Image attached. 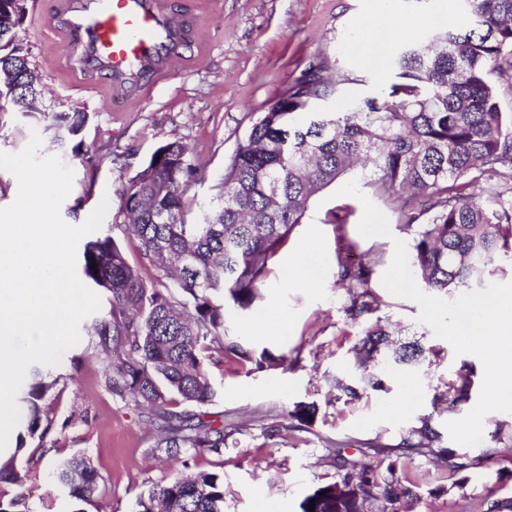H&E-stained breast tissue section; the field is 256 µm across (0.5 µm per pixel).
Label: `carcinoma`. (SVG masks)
<instances>
[{"mask_svg":"<svg viewBox=\"0 0 512 512\" xmlns=\"http://www.w3.org/2000/svg\"><path fill=\"white\" fill-rule=\"evenodd\" d=\"M464 2L469 29L439 30L424 43L399 46L392 55L397 82L344 110L318 108L334 95L336 81L329 67L309 63L259 114L224 169V190L199 215L188 193L204 179L200 166L179 140L159 146L123 190V223L117 225L158 268L151 280L128 264L114 236L90 234L79 256L81 275L108 294L110 308L86 327L87 335L106 357L112 344L127 346L126 357L109 365L105 385L148 411L158 431L155 452L170 461L190 452L222 454L224 419L203 411L216 397L206 361L230 357L259 369L288 363L284 354L243 346L226 334L225 323L262 298L269 259L303 222L311 199L337 181L353 177L380 197L402 199L398 220L411 235L409 266L431 292L452 295L481 283L512 252V112L502 111L495 85V78L512 75V0ZM9 71L23 82L0 98L20 110L40 94V81L19 40L0 43V75ZM55 119L76 136L89 115ZM372 273L368 262H338L337 277L351 290L346 312L359 328L352 352L371 372L357 382L335 380L337 400L384 391L390 374L434 353L424 335L394 330L389 316L377 315ZM473 375L462 364L446 390L434 394L435 408L449 413L469 402ZM24 383L20 448L24 437L42 441L48 433L39 401L52 387L37 364ZM180 404L199 413L170 410ZM317 413L314 403L295 404L288 411L291 428L311 426ZM488 437L490 448L512 442V425L498 421ZM398 447L439 452L452 488L468 480V465L441 446L430 415L419 418ZM337 460L334 476L301 501L300 512H367L369 501L376 502L375 512H412L421 501L418 484L397 475L399 460L388 453L361 466L340 455ZM53 471L73 499L88 501L99 491V476L85 456L58 459ZM0 512H26L24 494L0 490ZM133 512H224L223 480L206 471L164 478L136 498Z\"/></svg>","mask_w":512,"mask_h":512,"instance_id":"obj_1","label":"carcinoma"}]
</instances>
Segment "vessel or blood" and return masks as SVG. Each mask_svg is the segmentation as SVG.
Listing matches in <instances>:
<instances>
[{
	"label": "vessel or blood",
	"instance_id": "vessel-or-blood-1",
	"mask_svg": "<svg viewBox=\"0 0 512 512\" xmlns=\"http://www.w3.org/2000/svg\"><path fill=\"white\" fill-rule=\"evenodd\" d=\"M53 61L108 101L144 94L171 73L193 36L191 20L172 18L166 0H59Z\"/></svg>",
	"mask_w": 512,
	"mask_h": 512
}]
</instances>
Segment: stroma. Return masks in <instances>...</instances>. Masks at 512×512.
Instances as JSON below:
<instances>
[{"mask_svg": "<svg viewBox=\"0 0 512 512\" xmlns=\"http://www.w3.org/2000/svg\"><path fill=\"white\" fill-rule=\"evenodd\" d=\"M56 8L57 0L26 2L18 36L45 96L39 113L0 112V152H19L32 134H39L41 155L60 157L74 172L62 218L80 225L105 199L107 228L115 222L129 179L157 147L173 140L183 141L205 172L189 196L194 210L206 208L219 195L224 168L245 140L255 113L311 60L326 62L338 82L336 97L328 101L332 108L376 94L392 82L390 56H383L379 70L372 71L350 48L364 23H372L378 41L387 42L388 15L405 18L406 43L425 40L435 27L470 24L462 0H168L171 15L198 21L193 42L184 48L186 59L151 93L115 107L97 93L72 87L64 71L46 66L44 56L56 38L51 27ZM75 110L89 115L76 138L53 119ZM78 141L87 151L112 147L123 158L88 168L72 154ZM374 203L389 221L390 236L360 235L363 206L358 199L319 193L303 223L270 260L262 300L227 321L228 335L248 347L287 355L290 365L258 370L229 359L208 364L217 388L208 410L223 416L230 433L222 455H192L184 464L156 457L152 427L107 391V359L84 339L67 350L52 369L58 382L41 403L49 433L22 444L9 438L0 451V462H14L15 489L24 493L28 512H132L136 498L152 483L189 470L223 478L224 512H299L302 499L335 473L330 449L344 447L349 459L371 461V449L395 447L407 427L434 414V388L460 362L483 373L479 358L456 356L449 342L432 336L428 342L440 352L436 362L393 375L388 391L333 401V379L355 370L351 348L358 337L346 313L350 295L336 280L337 260L347 243L376 262L371 289L381 302V314L403 327L417 326L418 304L392 295L382 284L395 241L407 242L411 236L389 202L378 197ZM347 206L353 210L348 223H327L329 211ZM307 243L312 246L308 288L288 280L289 264ZM301 401L317 405L314 425L266 438L265 427L275 421L286 426L288 410ZM442 444L467 456L471 481L448 489L447 472L434 456L402 457L400 472L419 478L422 512H484L488 497L512 502V446L501 445L487 457L480 444L457 445L447 436ZM78 453L90 458L100 476L101 492L87 502L71 499L50 469L53 460Z\"/></svg>", "mask_w": 512, "mask_h": 512, "instance_id": "35a3bbf8", "label": "stroma"}]
</instances>
